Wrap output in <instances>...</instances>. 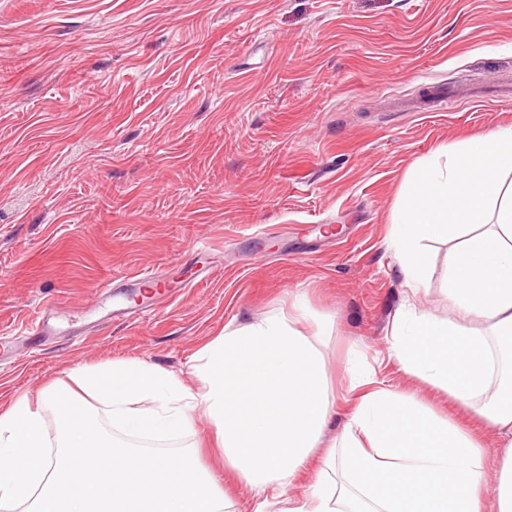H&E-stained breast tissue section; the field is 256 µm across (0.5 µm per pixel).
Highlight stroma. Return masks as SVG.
Instances as JSON below:
<instances>
[{
	"mask_svg": "<svg viewBox=\"0 0 512 512\" xmlns=\"http://www.w3.org/2000/svg\"><path fill=\"white\" fill-rule=\"evenodd\" d=\"M512 0H0V410L76 371L139 360L186 384L225 327L306 309L339 415L347 370L491 441L469 411L387 357L411 301L444 318L448 245L412 298L389 243L409 170L512 127ZM478 97L396 110L431 85ZM214 279L195 283L200 267ZM157 271L146 321L113 319ZM112 287L104 293L94 287ZM54 303L50 331L35 312ZM103 430L111 408L92 401ZM116 442L200 462L224 512H284L226 469L214 426Z\"/></svg>",
	"mask_w": 512,
	"mask_h": 512,
	"instance_id": "obj_1",
	"label": "stroma"
}]
</instances>
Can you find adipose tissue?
<instances>
[{
  "label": "adipose tissue",
  "instance_id": "ef3b65f1",
  "mask_svg": "<svg viewBox=\"0 0 512 512\" xmlns=\"http://www.w3.org/2000/svg\"><path fill=\"white\" fill-rule=\"evenodd\" d=\"M447 241L444 288L451 313L399 314L388 357L485 422L502 461L483 481L488 450L415 397L353 370L343 432L322 446L336 413L321 331L304 333V312H282L225 329L198 353L200 385L138 360L78 373L76 388L52 387L37 403L16 399L0 414V505L26 512H223L225 497L194 450L175 455L129 448L101 429L88 400L112 408V427L132 437L192 428L211 418L227 467L251 489L287 497L313 470L287 512H512V127L414 167L392 216L390 243L403 284L425 288L430 241ZM497 346H490L489 338ZM59 424L47 455L44 413ZM343 461L352 491L328 488Z\"/></svg>",
  "mask_w": 512,
  "mask_h": 512
}]
</instances>
